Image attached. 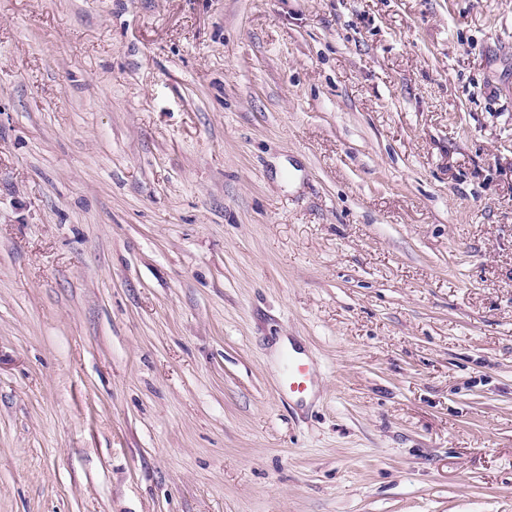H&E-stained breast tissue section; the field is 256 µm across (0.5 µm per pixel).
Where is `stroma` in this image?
<instances>
[{
    "mask_svg": "<svg viewBox=\"0 0 512 512\" xmlns=\"http://www.w3.org/2000/svg\"><path fill=\"white\" fill-rule=\"evenodd\" d=\"M0 512H512V0H0ZM316 380V370L307 360L288 353L285 362L284 384L291 397L297 401L306 399L315 387Z\"/></svg>",
    "mask_w": 512,
    "mask_h": 512,
    "instance_id": "1",
    "label": "stroma"
}]
</instances>
